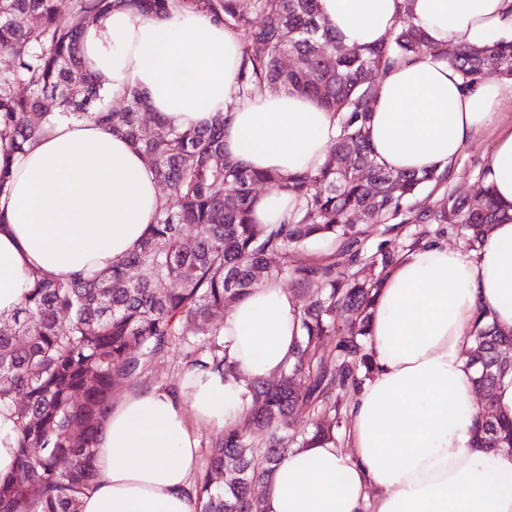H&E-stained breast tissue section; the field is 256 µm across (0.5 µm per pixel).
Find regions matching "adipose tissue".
Here are the masks:
<instances>
[{"mask_svg":"<svg viewBox=\"0 0 512 512\" xmlns=\"http://www.w3.org/2000/svg\"><path fill=\"white\" fill-rule=\"evenodd\" d=\"M408 7L437 45L512 39V0H320L350 47L388 41ZM241 49L233 31L202 11L156 18L118 7L82 35L84 59L113 97L139 88L153 111L182 128L230 112L225 154L258 170H316L338 134L334 114L291 89L233 106ZM507 90L512 83L495 77L468 89L453 66L428 57L394 65L371 101L377 161L394 171L445 170L496 123ZM4 163L12 181L0 197L1 314L21 304L30 270L63 278L111 267L164 203L143 156L90 121L55 123L22 155L2 137ZM484 183L512 216V128L497 135ZM479 316L512 329V219L493 225L479 250L426 243L385 274L368 326L371 375L349 407V448L315 441L292 449L264 480V512H512V448L475 445L465 352ZM300 322L295 297L262 283L224 318L233 374L191 372L176 393H124L98 435L99 479L81 512H196L200 428L239 420L247 384L280 375Z\"/></svg>","mask_w":512,"mask_h":512,"instance_id":"obj_1","label":"adipose tissue"}]
</instances>
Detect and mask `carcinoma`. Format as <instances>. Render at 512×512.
I'll return each instance as SVG.
<instances>
[{
  "mask_svg": "<svg viewBox=\"0 0 512 512\" xmlns=\"http://www.w3.org/2000/svg\"><path fill=\"white\" fill-rule=\"evenodd\" d=\"M118 1L155 17L176 2L209 13L231 31L248 29L239 96L291 88L319 99L339 124L322 165L289 176L247 169L224 154L228 116L221 113L178 129L155 112L153 132L142 121L148 98L135 87L125 91L123 111L105 105L103 84L84 61L80 41L87 24ZM28 17L37 18L39 28L26 27ZM0 49L13 55L12 67L0 73V134L10 137L13 152H25L57 121H91L127 138L167 196L143 241L112 267L68 278L32 271L23 305L0 314V412L13 419L18 442L15 469L0 474V512H80L81 496L98 477L94 447L114 386L142 377L157 358L195 336L207 338L210 356L192 365L228 372L231 362L221 353L212 317L287 274L307 295L292 360L275 385L249 384L246 416L224 428L193 482L197 512H263L254 488L288 455L284 432L304 417L308 426L293 431L296 444H334L348 418L344 397L370 370V307L382 274L400 258L390 239L396 226L454 224L476 250L489 227L506 219L488 187L475 199L449 194L433 208L423 206V191L447 181L448 171L384 167L369 144L367 123L379 79L395 63L422 56L449 61L466 86L490 76L512 80V41L459 44L450 55L448 46L429 44L407 11L388 42L349 48L320 16L318 0H74L67 14L56 0H0ZM289 55L297 66H284ZM490 59L493 71L486 67ZM350 165L364 175L355 176ZM259 185L297 199L291 220L253 223ZM357 213L382 225L384 240L374 250L349 222ZM327 243L339 248L326 264L298 258L272 267L266 261ZM507 347L511 331L477 324L468 364L488 397L512 377V361L502 356ZM257 430L266 434L262 449L249 443ZM476 435L484 448H512V419L488 405L477 416Z\"/></svg>",
  "mask_w": 512,
  "mask_h": 512,
  "instance_id": "obj_1",
  "label": "carcinoma"
}]
</instances>
